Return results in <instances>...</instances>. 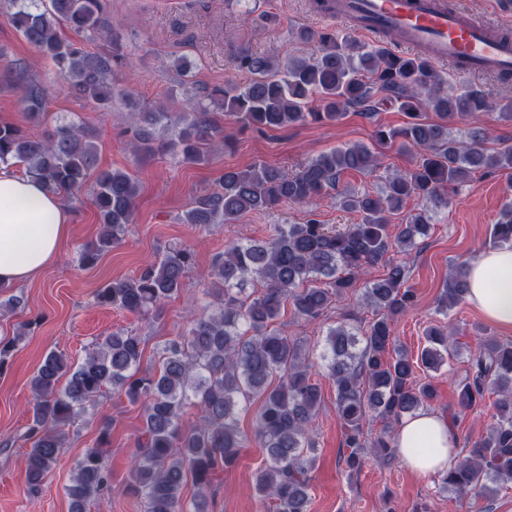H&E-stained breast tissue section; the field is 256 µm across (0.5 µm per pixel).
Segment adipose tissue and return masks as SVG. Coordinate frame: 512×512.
<instances>
[{
    "label": "adipose tissue",
    "instance_id": "ef3b65f1",
    "mask_svg": "<svg viewBox=\"0 0 512 512\" xmlns=\"http://www.w3.org/2000/svg\"><path fill=\"white\" fill-rule=\"evenodd\" d=\"M70 212L59 198L14 165L0 163V283L22 284L53 264L69 232ZM496 271V288L487 275ZM467 299L483 316L512 330V245L480 253L466 267ZM395 444L404 464L427 478L447 472L458 458V439L448 420L428 410L405 415Z\"/></svg>",
    "mask_w": 512,
    "mask_h": 512
}]
</instances>
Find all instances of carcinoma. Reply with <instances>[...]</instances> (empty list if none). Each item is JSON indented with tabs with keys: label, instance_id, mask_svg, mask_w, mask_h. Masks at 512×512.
Here are the masks:
<instances>
[{
	"label": "carcinoma",
	"instance_id": "obj_1",
	"mask_svg": "<svg viewBox=\"0 0 512 512\" xmlns=\"http://www.w3.org/2000/svg\"><path fill=\"white\" fill-rule=\"evenodd\" d=\"M20 35L53 64L72 94L112 110L128 90L117 78L125 66L120 54L95 52L86 42L104 29L102 0H0ZM68 28L77 38L62 37ZM318 47L309 58L290 57L279 64L268 56L242 51L238 67L249 74L242 85L217 89L204 100L187 102L189 111H138L131 147L142 157L168 152L183 163H200L218 134L212 115L228 113L259 132L297 122L331 123L351 108L377 110L374 96L397 102L409 121L399 128L380 125L374 145L356 143L322 152L301 163L289 175L266 163L224 172L219 184L186 213L189 224H230L251 211L283 203H314L326 199L356 212V224H324L315 213L303 224H276L262 240L232 243L217 256L208 273L212 297L189 331L168 340L155 372L140 369L141 337L119 330L93 344L78 365L62 354L48 353L32 377V415L26 425V485L31 494L57 463L64 447V427L110 387L133 403L145 405L144 428L135 442L125 491L143 499L146 512H204L215 474L231 464L247 442L239 428L244 406L257 399L255 436L266 463L254 476L256 495L270 512H308L310 474L316 463L312 422L321 406V393L311 374L305 343L273 327L281 307L291 301L295 313L308 321L322 319L332 297L356 287L375 265L385 276L364 285L366 304L376 313L366 327L351 324L342 313L327 324L321 359L336 386V417L345 428L350 449L346 464L360 467L369 448L382 459L395 457L394 442L371 436L370 419L397 422L428 405L431 383H418L415 370L439 371L458 357L454 341L440 326L425 330V344L408 353L394 333L398 318L415 302L406 286L408 269L394 254L418 248L433 226L435 209L448 205V190H458L476 172L512 170V146L490 145L481 117L491 110L512 121V99L497 103L479 85L444 86L423 51L400 57L385 47L359 42L336 32L298 33ZM5 83L21 91L30 118L42 116L49 88L17 60ZM432 112L438 121L426 119ZM471 120L464 135H451L449 125ZM159 126L158 140L145 126ZM399 144L414 159L411 168L387 175L375 194L338 190L345 173H371L380 165L374 147ZM0 161L14 162L49 192L69 204L98 166L95 136L75 115L60 118L42 135H30L13 124H0ZM134 175L122 170L98 173L93 189L101 231L78 252L81 266L124 239L137 194ZM410 198L425 202L405 224L391 216ZM512 243V202L505 204L492 225L490 244ZM194 266L193 254L170 247L132 278L98 290L100 306L147 316L161 302L186 286ZM466 264L454 265L437 305L448 314L467 292ZM258 282L261 291L246 293ZM28 325L11 338L0 339V371L13 357ZM65 383H60V380ZM489 394L494 422L475 441L468 455L441 477L442 488L459 500L493 495L512 481V341L487 337L470 359L458 385L457 407L470 409ZM194 408L199 423L187 426L184 415ZM111 423H100L97 446L77 461L67 488L70 512H86L89 503L112 493L111 474L100 446L109 442ZM197 489L187 505L182 489L187 481Z\"/></svg>",
	"mask_w": 512,
	"mask_h": 512
}]
</instances>
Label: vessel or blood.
<instances>
[{
  "instance_id": "b4317fda",
  "label": "vessel or blood",
  "mask_w": 512,
  "mask_h": 512,
  "mask_svg": "<svg viewBox=\"0 0 512 512\" xmlns=\"http://www.w3.org/2000/svg\"><path fill=\"white\" fill-rule=\"evenodd\" d=\"M329 15L353 21L362 34L395 32L402 46L427 48L433 62L459 64L468 73L512 70L511 43L441 0H335Z\"/></svg>"
}]
</instances>
